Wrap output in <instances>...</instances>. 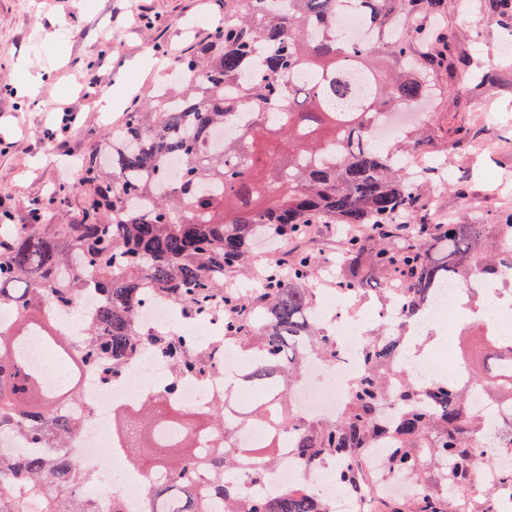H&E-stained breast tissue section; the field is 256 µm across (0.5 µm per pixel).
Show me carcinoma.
I'll return each mask as SVG.
<instances>
[{
	"instance_id": "carcinoma-1",
	"label": "carcinoma",
	"mask_w": 512,
	"mask_h": 512,
	"mask_svg": "<svg viewBox=\"0 0 512 512\" xmlns=\"http://www.w3.org/2000/svg\"><path fill=\"white\" fill-rule=\"evenodd\" d=\"M236 0L234 13L212 40L177 59L186 81L158 85L144 105L106 131L107 149L83 158L75 179L59 189L84 197L77 224H42L40 215L17 225L0 216V307L14 321L0 327V433L32 446L27 456L0 451V512H99V478L70 452L80 421L60 411V394L47 389L26 356L28 338L66 372L89 367L106 385L122 382L130 359L143 349L167 361L173 380L209 381L206 348L186 336L145 330L142 283L195 320L222 313L224 338L257 356L250 379L271 387L278 412L253 408L252 423L269 434L288 431V448L303 466L339 463L337 485L365 501V512H498L492 492L475 494V462L512 452V418L486 435L469 411L466 393L446 377L420 385L401 365L407 328L435 290L474 271L489 281L512 269V212L489 224H435L430 185L448 177L438 162L448 152L426 129L414 127L383 149L370 139L379 115L415 105L431 75L445 65L444 28L419 22L442 12L443 0H354L376 41L362 43L336 28L345 0ZM413 36L388 43L382 34L401 19ZM431 48L418 62V46ZM363 78L353 84L347 69ZM249 108L238 134L224 138L234 109ZM355 228L338 253L317 255L305 246L311 226ZM280 255L248 293L224 287L238 273L255 279V243L261 229ZM296 243L293 252L282 240ZM332 263L339 290L386 295L394 278L403 295L398 325L372 331L362 347L364 370L351 383L348 403L333 420L297 417L285 390L302 377L300 363L314 353L339 361L336 337L310 315L316 279ZM102 295L83 335L70 342L54 331L51 314L75 312L83 290ZM458 342L457 357L490 401L512 405V342L480 329V345ZM398 380L393 390L390 379ZM175 384L113 415L130 468L162 469L163 483L147 482L156 512H325L308 489H284L240 507L228 473L263 479L272 464L247 449L228 447L224 403L205 412L175 406ZM211 451L196 452V435ZM390 444L386 470L412 478L413 496L373 494L364 455ZM198 476L195 483L185 474Z\"/></svg>"
}]
</instances>
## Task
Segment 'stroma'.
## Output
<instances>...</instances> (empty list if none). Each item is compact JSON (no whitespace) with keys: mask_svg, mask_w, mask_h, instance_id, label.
<instances>
[{"mask_svg":"<svg viewBox=\"0 0 512 512\" xmlns=\"http://www.w3.org/2000/svg\"><path fill=\"white\" fill-rule=\"evenodd\" d=\"M487 2L445 0L440 17L452 40L448 66L434 82L447 93L433 103L428 127L440 137L464 124L470 145L446 158L466 191L439 183L430 196L434 212L458 224H492L512 211V192L484 194L490 172L512 171V28ZM219 16L209 0H64L51 8L41 0H0V201L13 223H29L35 211L45 224L78 219L81 197L59 202L54 195L69 182L72 161L105 147L107 129L97 105L100 89L82 79V69L100 64L114 79L113 99L128 106L134 92L163 81L158 61L192 52ZM474 57L493 69L494 84L469 80ZM25 61L43 75L33 96L26 95L19 70ZM62 110L75 120L59 130L55 114ZM50 129L63 148L46 149L42 139Z\"/></svg>","mask_w":512,"mask_h":512,"instance_id":"obj_1","label":"stroma"}]
</instances>
